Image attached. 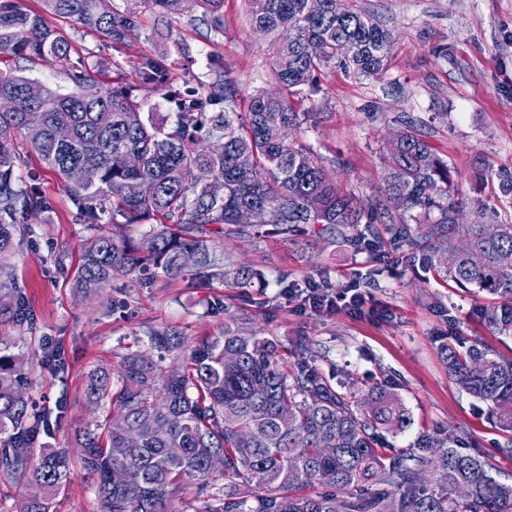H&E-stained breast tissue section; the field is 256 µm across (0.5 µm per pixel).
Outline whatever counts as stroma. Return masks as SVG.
<instances>
[{"instance_id": "35a3bbf8", "label": "stroma", "mask_w": 512, "mask_h": 512, "mask_svg": "<svg viewBox=\"0 0 512 512\" xmlns=\"http://www.w3.org/2000/svg\"><path fill=\"white\" fill-rule=\"evenodd\" d=\"M391 32L387 70L362 77L333 67L317 91L297 96L298 111L313 118L291 131L325 160L341 184L358 196L375 194L386 174L385 147L401 119L412 118L424 139L444 159L464 204L461 220L512 224V0H352ZM71 61L82 64L104 86L115 78L139 81L141 55L166 52L174 78L206 83L227 73L242 93L275 90L274 57L268 38L251 27L246 0H224V31L208 32L192 13L171 14L162 26L141 13L135 43L113 47L97 32L70 26ZM187 45L181 55L178 45ZM447 55H440L438 47ZM65 63L48 59L14 62L0 56V69L21 67L26 76L69 90ZM25 171H38L48 207L27 234H16L10 260L14 279L29 302L33 325L0 322V337L29 357L27 393L53 429L45 441L68 449L75 433L104 415L86 401L87 373L119 372L133 351L148 352L149 329H174L188 346L224 331L225 312L242 313L259 335L292 345L312 343L315 364L333 384L361 394L395 389L412 424L385 433L394 448L414 447L424 435L443 438L456 429L472 434L495 465L499 479L512 480V458L499 455L501 439L487 404L462 391L448 376L443 347L477 342L501 353L512 339L500 335L477 312L491 302L478 289L444 284L413 271L401 250L377 253L347 241L306 232L284 241L269 236L251 242L228 240L224 251L257 270L249 288L215 282L200 287L181 278L146 279L131 273L102 297L75 295V271L88 232L61 180L21 149ZM307 280L341 289L356 283L370 292L364 312L315 313L302 307L292 289ZM93 476L72 461L53 512H101Z\"/></svg>"}]
</instances>
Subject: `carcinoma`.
Here are the masks:
<instances>
[{"mask_svg":"<svg viewBox=\"0 0 512 512\" xmlns=\"http://www.w3.org/2000/svg\"><path fill=\"white\" fill-rule=\"evenodd\" d=\"M253 28L273 37V76L278 92L252 93L238 111L239 88L221 74L201 85L171 77L167 54L140 56L138 86L100 85L81 66L70 69L67 92L0 70V317L16 320L27 299L6 265L17 227L48 203L38 178L19 185L17 136L63 180L80 219L91 231L72 278L82 297L99 294L136 270L188 280H232L251 287L258 273L224 263V239L273 234L286 241L308 226L323 238L342 237L377 252L405 246L410 261L459 288H478L500 299L480 313L499 334L512 338V224L460 222L448 163L405 121L387 142L383 195L359 198L344 191L322 157L282 132L303 124L306 112L292 98L317 89L334 64L358 76L382 74L391 33L348 0H247ZM164 17L199 11L210 30L224 31V0H141ZM41 10L21 0H0V55L66 62L71 43L48 19H67L103 33L115 47L136 35L139 14L111 0H41ZM319 52L311 55L307 45ZM171 109L159 118L148 94ZM42 114L39 125L28 112ZM97 170L86 183L85 168ZM221 181L224 194H213ZM403 206H391L394 196ZM243 206L267 211L263 224L236 222ZM106 215L137 228V237L115 238ZM414 224H408V221ZM185 254L197 264L182 265ZM231 314L224 334L204 337L188 363L171 372L165 355L179 356L186 338L172 330L148 333L158 359L126 355L117 378L95 369L88 376L89 404L107 405L101 420L77 438L85 470L96 476L99 497L112 512H178L173 499L194 481L224 466V498L207 496L198 512H512V481L492 475V462L460 447L476 440L450 431L423 437L409 452L385 444L380 430L401 433L411 419L400 396L384 388L365 395L340 392L312 365L315 350L288 347L243 327ZM448 375L469 395L489 404L502 432L498 452L512 457V355L477 343L448 348ZM24 354L0 342V476L30 487L20 512H52L71 460L67 452L34 447L37 430L52 424L33 409L25 392ZM432 454H423L425 449ZM124 476L120 484L111 474ZM322 490L306 493L308 486Z\"/></svg>","mask_w":512,"mask_h":512,"instance_id":"cac0c4a2","label":"carcinoma"}]
</instances>
